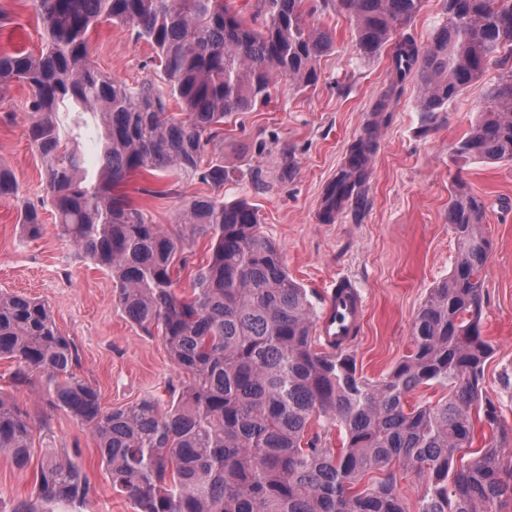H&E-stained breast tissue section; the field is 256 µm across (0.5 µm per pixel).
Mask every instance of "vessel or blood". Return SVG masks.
<instances>
[{
  "label": "vessel or blood",
  "mask_w": 512,
  "mask_h": 512,
  "mask_svg": "<svg viewBox=\"0 0 512 512\" xmlns=\"http://www.w3.org/2000/svg\"><path fill=\"white\" fill-rule=\"evenodd\" d=\"M365 312L361 292L350 282H337L326 294L325 307L317 320L316 332L327 351L350 348Z\"/></svg>",
  "instance_id": "obj_1"
}]
</instances>
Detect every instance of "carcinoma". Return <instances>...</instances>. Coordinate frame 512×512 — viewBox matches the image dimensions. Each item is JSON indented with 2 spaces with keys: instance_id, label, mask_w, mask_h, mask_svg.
I'll list each match as a JSON object with an SVG mask.
<instances>
[{
  "instance_id": "cac0c4a2",
  "label": "carcinoma",
  "mask_w": 512,
  "mask_h": 512,
  "mask_svg": "<svg viewBox=\"0 0 512 512\" xmlns=\"http://www.w3.org/2000/svg\"><path fill=\"white\" fill-rule=\"evenodd\" d=\"M30 2L43 26L39 53L0 52V91L16 81L30 90L27 135L46 189L40 205H23L22 234L39 237L50 208L62 237L110 275L126 315L146 335L162 336L186 376L170 385L166 409L144 398L106 410L98 390L73 373L75 346L48 307L0 292V359L12 361L13 382L39 374L43 402L92 430L112 489L139 512H407L391 474L358 489L367 472L398 465L425 477L418 512L512 505V436L483 385L493 352L481 325L492 250L483 202L467 192L451 196L453 268L418 309L410 354L370 380L357 374L353 356L317 350V311L306 289L289 276L256 208L221 197L228 174L213 158L224 147L225 118L269 101L284 78L315 80L333 38L311 24L314 15L346 14L366 57L392 44V65L415 79L421 110L437 112L500 53L512 55V0H445L446 21L424 48L408 36L392 42L421 0H258L250 19L236 0ZM103 22L153 47L165 87L130 85L91 63L90 33ZM172 100L185 118L169 112ZM90 124L99 148L92 172L80 146ZM372 150L369 136L352 143L347 165L325 190L322 222L335 221ZM455 151L512 161V68L491 86ZM139 171L196 178L216 195L188 200L172 224H158L120 192ZM4 196H20V185L0 164ZM201 237L211 257L185 297L174 272L186 266V245ZM435 386L447 395L408 403ZM477 421L500 439L467 459ZM313 422L320 430L311 434ZM335 428L342 437L336 450L327 446ZM32 433L29 417L0 393V453L26 467ZM93 492L77 463L47 451L35 496L8 512L75 509Z\"/></svg>"
}]
</instances>
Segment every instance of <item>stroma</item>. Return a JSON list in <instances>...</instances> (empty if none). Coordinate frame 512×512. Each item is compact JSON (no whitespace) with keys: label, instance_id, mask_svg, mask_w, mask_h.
Returning a JSON list of instances; mask_svg holds the SVG:
<instances>
[{"label":"stroma","instance_id":"stroma-1","mask_svg":"<svg viewBox=\"0 0 512 512\" xmlns=\"http://www.w3.org/2000/svg\"><path fill=\"white\" fill-rule=\"evenodd\" d=\"M0 51H38L42 26L30 0H0ZM333 36L318 62L315 83L280 81L268 105L224 122L220 156L230 174L225 200L246 199L257 208L264 233L282 249L289 275L322 308L337 280L352 282L367 306L350 351L357 371L374 379L410 347L415 313L431 288L452 269L455 246L448 202L457 184L483 201V231L492 243L484 272L482 333L493 353L484 386L502 400L503 425L512 427V392L500 378L512 373V162L486 163L456 154L474 124L484 95L506 67L490 63L483 78L437 112L419 111L414 82H407L388 111H376L395 82L390 53L368 58L355 45L349 19L331 11L315 16ZM89 51L105 74L135 84L154 77V51L134 43L126 28L101 24ZM26 86L0 95V163L19 182L22 200L0 198V291L18 292L48 306L63 335L78 349L79 378L97 387L103 407L127 406L151 396L166 402L178 377L161 336L145 335L124 313L111 278L75 255L58 227L46 223L36 239L22 236L20 202L46 196L38 157L27 136ZM375 127V149L357 197L335 223L318 219L323 193L348 157L350 145ZM162 189L159 197L151 189ZM126 192L169 224L182 200L212 195L209 185L176 176L134 177ZM10 361H0V393L34 425L36 449L25 469L0 454V504L35 494L42 447L80 463L96 487L80 512H136L117 495L87 426L50 410L37 397L39 376L14 386Z\"/></svg>","mask_w":512,"mask_h":512}]
</instances>
